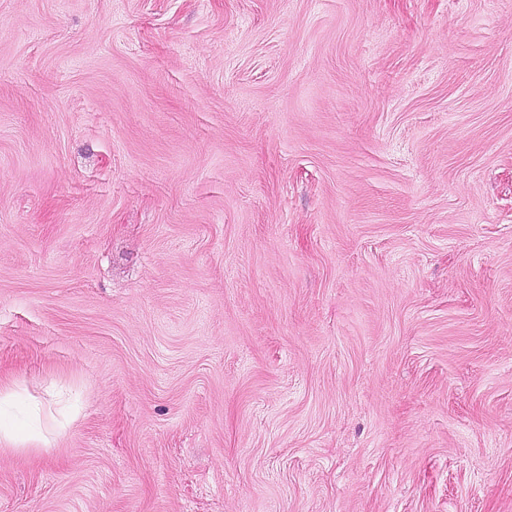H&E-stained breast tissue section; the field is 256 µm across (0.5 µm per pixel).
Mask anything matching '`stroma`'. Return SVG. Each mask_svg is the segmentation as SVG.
I'll return each mask as SVG.
<instances>
[{
	"mask_svg": "<svg viewBox=\"0 0 512 512\" xmlns=\"http://www.w3.org/2000/svg\"><path fill=\"white\" fill-rule=\"evenodd\" d=\"M0 512H512V0H0Z\"/></svg>",
	"mask_w": 512,
	"mask_h": 512,
	"instance_id": "obj_1",
	"label": "stroma"
}]
</instances>
